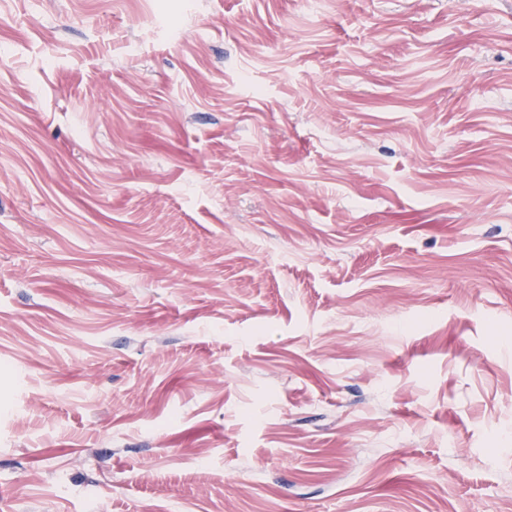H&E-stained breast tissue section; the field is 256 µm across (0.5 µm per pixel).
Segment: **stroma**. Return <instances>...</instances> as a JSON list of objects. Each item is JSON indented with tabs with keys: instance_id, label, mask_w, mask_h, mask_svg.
I'll list each match as a JSON object with an SVG mask.
<instances>
[{
	"instance_id": "obj_1",
	"label": "stroma",
	"mask_w": 512,
	"mask_h": 512,
	"mask_svg": "<svg viewBox=\"0 0 512 512\" xmlns=\"http://www.w3.org/2000/svg\"><path fill=\"white\" fill-rule=\"evenodd\" d=\"M0 512H512V0H0Z\"/></svg>"
}]
</instances>
